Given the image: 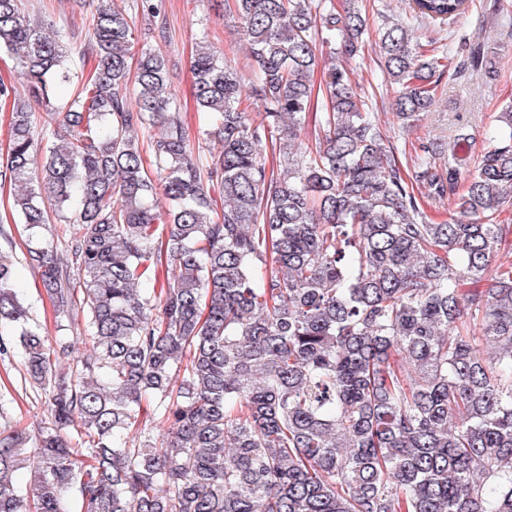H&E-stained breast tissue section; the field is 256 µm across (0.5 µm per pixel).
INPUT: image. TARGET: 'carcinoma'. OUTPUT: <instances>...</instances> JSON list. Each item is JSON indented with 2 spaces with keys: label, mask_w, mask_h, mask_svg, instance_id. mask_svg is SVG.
I'll use <instances>...</instances> for the list:
<instances>
[{
  "label": "carcinoma",
  "mask_w": 512,
  "mask_h": 512,
  "mask_svg": "<svg viewBox=\"0 0 512 512\" xmlns=\"http://www.w3.org/2000/svg\"><path fill=\"white\" fill-rule=\"evenodd\" d=\"M468 7L377 14L402 123L434 110L448 68L412 24ZM161 8L106 3L77 43L0 0V51L28 88L0 78V185L55 311L85 316L41 335L0 253V357L21 359L50 415L0 432V512H512V261L497 260L512 252V102L474 164L465 134L445 171L430 140L402 159L336 62L364 53L361 6L224 0L256 70L202 31L198 135L219 148L196 151L165 58L134 53L136 17ZM490 59L474 50L458 73ZM37 107L63 133L36 138ZM424 196L451 201L450 220L429 222ZM52 218L76 226L63 259L39 237Z\"/></svg>",
  "instance_id": "obj_1"
}]
</instances>
